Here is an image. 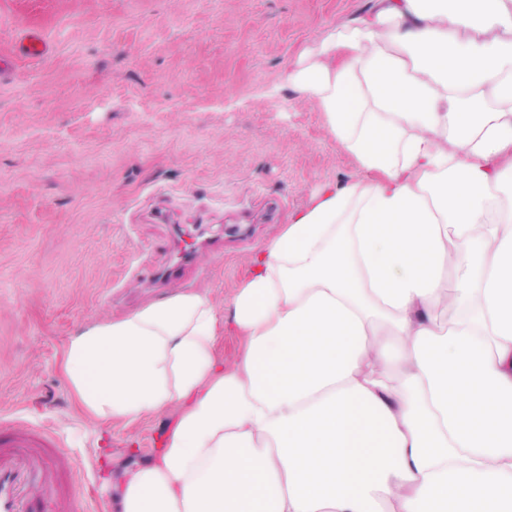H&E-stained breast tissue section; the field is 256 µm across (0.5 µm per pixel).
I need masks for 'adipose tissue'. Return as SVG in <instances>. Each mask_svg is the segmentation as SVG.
Wrapping results in <instances>:
<instances>
[{"instance_id":"obj_1","label":"adipose tissue","mask_w":512,"mask_h":512,"mask_svg":"<svg viewBox=\"0 0 512 512\" xmlns=\"http://www.w3.org/2000/svg\"><path fill=\"white\" fill-rule=\"evenodd\" d=\"M288 83L356 175L252 257L231 318L177 292L65 350L89 418L178 413L122 512H512V0H378Z\"/></svg>"}]
</instances>
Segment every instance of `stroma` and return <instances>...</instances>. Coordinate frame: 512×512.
<instances>
[{
  "label": "stroma",
  "mask_w": 512,
  "mask_h": 512,
  "mask_svg": "<svg viewBox=\"0 0 512 512\" xmlns=\"http://www.w3.org/2000/svg\"><path fill=\"white\" fill-rule=\"evenodd\" d=\"M373 0H0V422L50 431L86 512L155 460L175 411L94 422L60 362L90 326L189 290L223 315L351 154L286 77Z\"/></svg>",
  "instance_id": "obj_1"
}]
</instances>
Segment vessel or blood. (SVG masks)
Here are the masks:
<instances>
[{"label":"vessel or blood","instance_id":"vessel-or-blood-1","mask_svg":"<svg viewBox=\"0 0 512 512\" xmlns=\"http://www.w3.org/2000/svg\"><path fill=\"white\" fill-rule=\"evenodd\" d=\"M44 432L13 425L0 435V512H42L57 488V469Z\"/></svg>","mask_w":512,"mask_h":512}]
</instances>
